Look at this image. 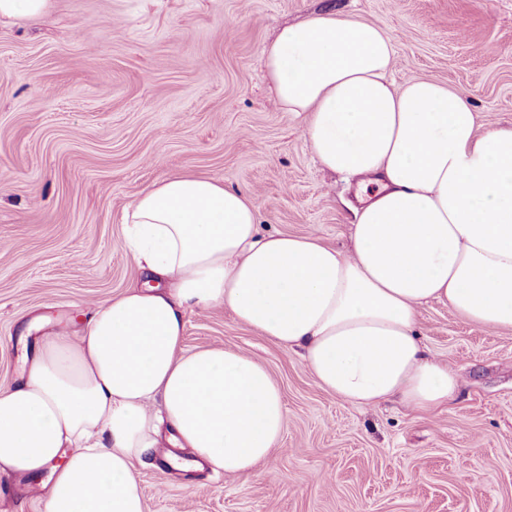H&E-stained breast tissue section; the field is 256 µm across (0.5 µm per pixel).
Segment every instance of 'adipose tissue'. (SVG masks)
<instances>
[{
	"label": "adipose tissue",
	"instance_id": "obj_1",
	"mask_svg": "<svg viewBox=\"0 0 512 512\" xmlns=\"http://www.w3.org/2000/svg\"><path fill=\"white\" fill-rule=\"evenodd\" d=\"M282 111L305 115L323 168L374 177L352 254L313 233H261L220 179L176 174L123 211L141 280L98 304L79 336L42 340L0 387V476L46 475L48 512H145L136 463L159 435L227 476L269 464L286 425L278 383L229 347L183 348L188 313L223 307L298 351L323 389L365 406L431 412L457 380L418 340L420 307L512 329V126L477 131L466 95L394 85L379 27L316 14L264 49Z\"/></svg>",
	"mask_w": 512,
	"mask_h": 512
}]
</instances>
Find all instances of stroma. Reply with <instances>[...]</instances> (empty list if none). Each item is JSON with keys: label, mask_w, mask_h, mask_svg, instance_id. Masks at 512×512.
Segmentation results:
<instances>
[{"label": "stroma", "mask_w": 512, "mask_h": 512, "mask_svg": "<svg viewBox=\"0 0 512 512\" xmlns=\"http://www.w3.org/2000/svg\"><path fill=\"white\" fill-rule=\"evenodd\" d=\"M336 13L392 39L395 83L464 92L478 130L512 126V0H52L0 22V385L24 356L137 282L122 210L174 174L252 193L264 233L352 249L356 180L325 170L281 111L263 51L284 25ZM420 339L459 389L431 414L344 402L229 310L188 314L186 350L225 346L280 384L287 423L266 472L137 465L146 512H512V330L448 305ZM38 479L0 477V512H47Z\"/></svg>", "instance_id": "stroma-1"}]
</instances>
